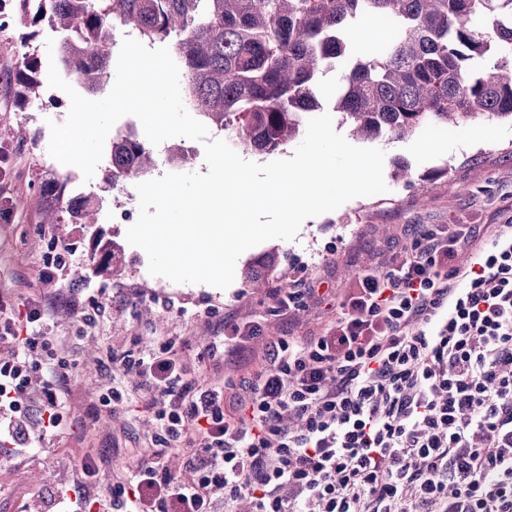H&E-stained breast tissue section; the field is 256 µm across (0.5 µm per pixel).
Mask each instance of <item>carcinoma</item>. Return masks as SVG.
Returning <instances> with one entry per match:
<instances>
[{
	"instance_id": "carcinoma-1",
	"label": "carcinoma",
	"mask_w": 512,
	"mask_h": 512,
	"mask_svg": "<svg viewBox=\"0 0 512 512\" xmlns=\"http://www.w3.org/2000/svg\"><path fill=\"white\" fill-rule=\"evenodd\" d=\"M29 24L62 33L61 58L96 91L108 79L116 35L135 29L171 43L186 101L243 152L271 155L321 109L319 83L338 59L354 58L334 103L364 140L413 136L427 125L512 119V0H17ZM482 58L478 72L469 61ZM35 58L17 79L25 99L42 97ZM104 184L148 174L153 151L131 131L112 139ZM48 183L45 224H92L96 197ZM277 251L245 275L259 288Z\"/></svg>"
}]
</instances>
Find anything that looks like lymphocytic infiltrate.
<instances>
[{"instance_id":"obj_1","label":"lymphocytic infiltrate","mask_w":512,"mask_h":512,"mask_svg":"<svg viewBox=\"0 0 512 512\" xmlns=\"http://www.w3.org/2000/svg\"><path fill=\"white\" fill-rule=\"evenodd\" d=\"M474 254L455 265L461 248ZM0 325V458L67 418L68 366L45 336ZM235 392L189 379L173 343L113 356L147 389L154 451L107 497L60 489L59 512H512V224H419L366 269L334 322L269 338ZM39 433H31V419ZM193 447L190 478L166 456Z\"/></svg>"}]
</instances>
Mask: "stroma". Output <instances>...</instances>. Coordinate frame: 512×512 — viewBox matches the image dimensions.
<instances>
[{
    "instance_id": "1",
    "label": "stroma",
    "mask_w": 512,
    "mask_h": 512,
    "mask_svg": "<svg viewBox=\"0 0 512 512\" xmlns=\"http://www.w3.org/2000/svg\"><path fill=\"white\" fill-rule=\"evenodd\" d=\"M28 30L18 22L0 33V202L13 205L10 219L0 218V301L16 314L28 301L54 300L69 288H87L97 246L106 240L117 244L114 259L121 273L103 275L102 294L85 298L86 306L97 309L95 325L81 326L60 304L50 311L45 330L53 338L55 358L70 365L68 404L74 427L0 466V512H33L60 485L79 482L84 457L97 459L99 471L89 488L103 492L133 461L149 454L154 432L149 412L135 403L113 411L93 407L112 354L137 342L172 339L190 378L215 386L236 381L263 367L268 337L311 336L333 322L359 272L384 265L404 243L410 225L512 222V121L481 120L435 136L372 140V147L385 153L387 193L355 198L305 220L294 240H268L249 248L238 258L227 288L150 275L146 253L126 240L127 223L109 219L124 196L104 189L103 168L87 181L79 168L48 152L49 124L66 120L70 98L47 84L52 31L41 28L29 40ZM27 53L40 61L37 77L49 105L19 97L14 73ZM401 164L411 167L413 184L395 178ZM432 174L438 177L433 189L426 183ZM56 176L69 177L70 188L100 195L99 223H43L44 186ZM274 248L281 260L265 287H246V267ZM298 279L314 288L313 298L299 310L278 309L282 282ZM228 319L260 322L266 335L252 341L247 354L210 355L208 346L223 335Z\"/></svg>"
}]
</instances>
